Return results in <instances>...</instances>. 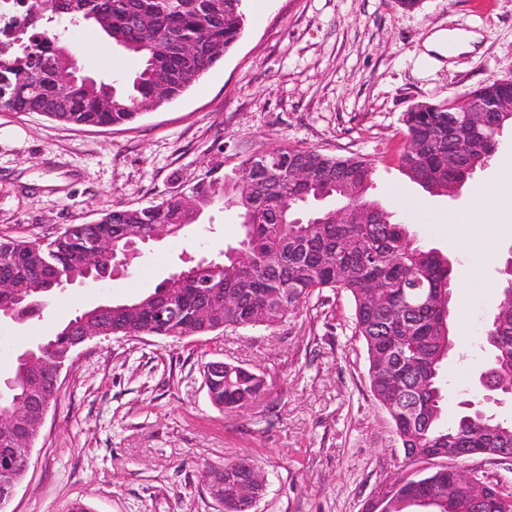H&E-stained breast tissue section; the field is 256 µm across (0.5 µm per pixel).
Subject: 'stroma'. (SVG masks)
I'll return each instance as SVG.
<instances>
[{"label": "stroma", "mask_w": 512, "mask_h": 512, "mask_svg": "<svg viewBox=\"0 0 512 512\" xmlns=\"http://www.w3.org/2000/svg\"><path fill=\"white\" fill-rule=\"evenodd\" d=\"M244 31L223 60L179 99L116 127L74 126L38 112H0V237L47 241L116 207L172 195L209 169L230 172L280 145L375 166L371 193L418 202L430 221L404 219L418 243L447 256L463 288L452 313L467 337L445 362L443 419L481 410L512 421V399H487L479 382L491 359L484 330L505 295L512 212L479 272L464 285L465 241L449 215L469 211L487 187L512 185V128L490 163L454 195L425 191L402 171L403 115L416 102L445 103L512 77V0H242ZM476 35L475 50L429 52L433 32ZM87 74L132 78L130 55L101 40L80 53ZM236 209L205 208L196 229L142 248L103 288L74 286L40 318L0 322V375L9 360L77 311L146 294L176 270L236 244ZM354 307L338 290L303 299L281 324L226 329L181 340L141 335L94 338L64 369L57 398L9 512H65L84 499L93 512H220L204 472L246 459L267 475L255 512H365L379 486L405 467L388 412L374 399ZM263 374L249 407H214L207 362Z\"/></svg>", "instance_id": "35a3bbf8"}]
</instances>
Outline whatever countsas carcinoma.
<instances>
[{
    "label": "carcinoma",
    "mask_w": 512,
    "mask_h": 512,
    "mask_svg": "<svg viewBox=\"0 0 512 512\" xmlns=\"http://www.w3.org/2000/svg\"><path fill=\"white\" fill-rule=\"evenodd\" d=\"M25 22L11 17V33L0 37V111L42 112L76 125L115 126L132 121L140 102L167 105L215 66L240 39L241 0H19ZM93 29L133 55L139 63L131 81L105 83L82 78L68 85L56 80L76 49L64 42L73 29ZM184 42L196 51H181ZM489 99L512 98V79L486 84L470 93ZM466 100L445 105L419 102L405 113L411 149L399 156L408 176L429 192L446 193L464 185L494 156L500 132L512 127V112H491L480 124L458 112ZM290 170L304 165L310 181L273 178L271 163ZM372 163L361 157H334L298 147L279 146L252 155L230 174L210 172L178 194L142 208H120L92 224H71L55 239L40 243L0 238V278L30 307L20 319L40 315L48 279L79 277L95 240L112 242L115 252L102 266L127 260V234L149 238L159 228L178 236L198 223L204 208L222 204L239 211L238 247L226 246L222 258L191 265L133 301L112 303L88 313L101 318L111 336L153 335L182 339L228 327H272L283 322L300 301L314 293L342 290L354 306V333L367 352L369 383L375 400L394 424L405 458L435 466L429 472L405 471L387 482L385 512H406L411 498L432 494V512H499L497 488L474 506L473 489L448 483V465L439 455L450 448L512 447V423L491 415L464 413L442 423L443 364L453 348L450 314L453 266L440 252L417 244L409 225L370 198ZM333 199L352 210L369 205L375 224L336 222L331 210L310 202ZM378 289L381 303L370 294ZM235 302L224 305V295ZM184 312L169 323H153L152 307L166 297ZM208 304L207 317L196 316ZM68 326L15 358L10 376L0 382V410L17 406L29 390L28 373L47 357L68 355ZM492 358L484 374L512 376V307L497 309L486 330ZM264 388L263 377L227 365L211 381L208 398L220 410L246 407ZM248 465L224 464V505L234 512Z\"/></svg>",
    "instance_id": "cac0c4a2"
}]
</instances>
